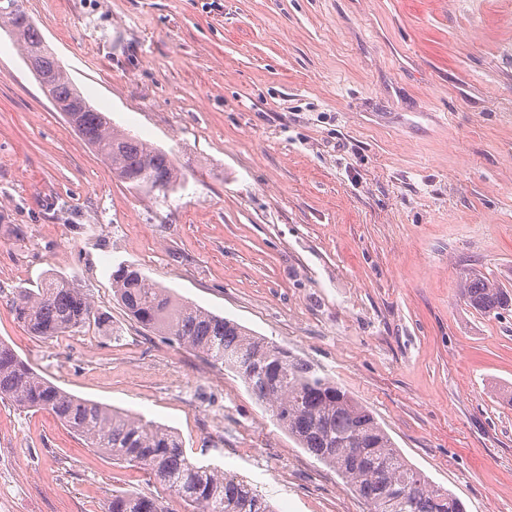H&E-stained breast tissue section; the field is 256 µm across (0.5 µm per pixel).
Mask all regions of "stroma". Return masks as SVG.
<instances>
[{
	"instance_id": "obj_1",
	"label": "stroma",
	"mask_w": 512,
	"mask_h": 512,
	"mask_svg": "<svg viewBox=\"0 0 512 512\" xmlns=\"http://www.w3.org/2000/svg\"><path fill=\"white\" fill-rule=\"evenodd\" d=\"M89 103L183 168L138 192L0 31V340L83 399L177 431L276 512H367L233 372L149 333L125 262L311 361L465 512H512V0H25ZM78 282L97 313L30 336L17 289ZM180 503L54 416L0 403V512ZM461 293L469 306L488 316L502 315L503 311L512 309L511 291L472 271L461 279ZM107 512H169L158 498L137 491L112 494Z\"/></svg>"
}]
</instances>
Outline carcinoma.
<instances>
[{
	"instance_id": "obj_1",
	"label": "carcinoma",
	"mask_w": 512,
	"mask_h": 512,
	"mask_svg": "<svg viewBox=\"0 0 512 512\" xmlns=\"http://www.w3.org/2000/svg\"><path fill=\"white\" fill-rule=\"evenodd\" d=\"M15 36L23 56L40 59L48 97L69 109L68 123L139 191L166 194L182 180L173 158L114 127L72 84L65 68L31 23L24 0H0V29ZM112 288L127 315L143 328L234 371L276 424L317 460L333 468L369 512H465L461 501L432 484L395 448L373 414L347 391L319 375L310 362L255 336L240 324L176 298L132 264L112 271ZM473 309L498 316L512 309V292L475 272L461 279ZM17 320L35 337L51 340L95 314L84 289L48 275L21 288L12 301ZM0 400L21 411L52 414L88 447L138 466L183 502L185 512H273L246 481L190 458L171 429L72 395L36 373L0 341ZM107 512H168L158 498L137 491L112 494Z\"/></svg>"
}]
</instances>
